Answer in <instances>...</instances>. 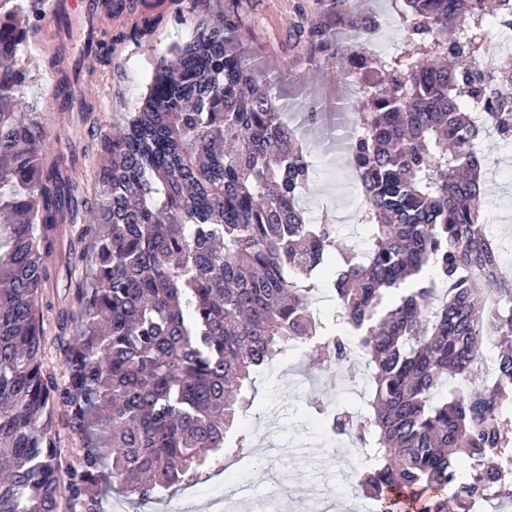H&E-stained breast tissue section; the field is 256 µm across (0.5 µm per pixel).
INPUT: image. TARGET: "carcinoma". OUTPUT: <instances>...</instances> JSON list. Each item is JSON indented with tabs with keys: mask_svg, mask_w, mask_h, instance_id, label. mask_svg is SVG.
<instances>
[{
	"mask_svg": "<svg viewBox=\"0 0 512 512\" xmlns=\"http://www.w3.org/2000/svg\"><path fill=\"white\" fill-rule=\"evenodd\" d=\"M74 71L110 64L112 15L100 0ZM238 0L158 56L123 131L101 144L98 194L80 196L76 162L47 157L39 107L24 96L29 59L53 72L61 54L20 0H0V512H102L104 488L140 500L177 491L251 455L229 435L251 407L246 390L288 345L303 347L334 390L362 365L353 419L308 406L359 445V485L377 512H471L474 499L512 502V278L481 211L485 137L512 143V64L484 39L512 0H403L405 51L378 60L380 78L330 107L304 105L346 148L360 184L361 253L344 249L325 213L298 199L328 166L282 118L277 87L240 35ZM160 16L129 33L141 39ZM354 36L374 19L355 13ZM486 110L488 126L474 109ZM96 243V287L57 313L67 378L44 366L43 310L61 225ZM334 311L313 316L319 287ZM79 318L82 330L68 332ZM497 349L490 378L478 365ZM83 443L63 464L55 407Z\"/></svg>",
	"mask_w": 512,
	"mask_h": 512,
	"instance_id": "obj_1",
	"label": "carcinoma"
}]
</instances>
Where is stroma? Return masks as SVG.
<instances>
[{"label":"stroma","mask_w":512,"mask_h":512,"mask_svg":"<svg viewBox=\"0 0 512 512\" xmlns=\"http://www.w3.org/2000/svg\"><path fill=\"white\" fill-rule=\"evenodd\" d=\"M241 3L242 33L249 45L259 49L261 69L274 72L286 66L295 75L294 81L279 89L289 125L312 154H322L325 131L304 123L298 106L345 97L353 88L335 80L338 61L326 56L319 35L345 32L346 14L368 12L378 18L381 37L391 53H400L406 34L397 21L395 0H346L338 10L330 7L329 0ZM157 11L162 20L146 41L119 38L113 42L112 63L98 75L102 91L90 115L56 112L51 103L54 77L34 68L28 71L25 93L38 102L43 126L55 133L50 154L69 151L76 136L88 147L79 171L81 190L94 187L101 138L120 133L128 113L147 90L158 55L187 38L196 22L195 15L183 12L180 0H162ZM485 166L490 181L483 217L489 233L502 243L503 261L512 267V145L487 153ZM332 169L312 192L302 195L300 205L310 217L329 209L342 245L366 249L367 234L355 216L356 175L345 153L335 156ZM307 361L305 350L294 346L258 374L253 403L242 423L258 448L255 457L232 459L212 469L208 482L199 485L193 497L179 492L148 501L134 499L129 512H167L168 506L179 504L185 512H209L212 500L231 496L247 483L255 488L250 512H303L304 505L319 495L358 494L356 475L362 469L358 450L348 437L331 433L322 416L307 407L305 397L317 393L331 407L349 409L361 404L359 387L345 374L338 390H324L320 374L304 372Z\"/></svg>","instance_id":"obj_1"}]
</instances>
